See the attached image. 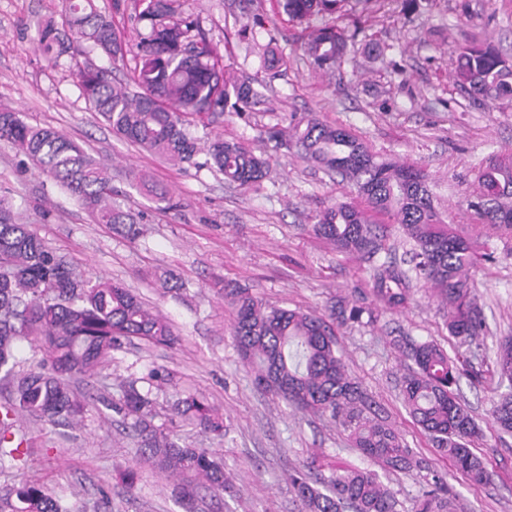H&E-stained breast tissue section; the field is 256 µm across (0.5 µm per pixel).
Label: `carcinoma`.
<instances>
[{
  "instance_id": "carcinoma-1",
  "label": "carcinoma",
  "mask_w": 512,
  "mask_h": 512,
  "mask_svg": "<svg viewBox=\"0 0 512 512\" xmlns=\"http://www.w3.org/2000/svg\"><path fill=\"white\" fill-rule=\"evenodd\" d=\"M349 0H279L289 19L305 23L314 16L341 17ZM131 11L138 29L132 84L116 82L111 72L92 65L79 69L82 95L112 131L143 151L174 165L206 167L229 183L252 186L267 178V160L244 145L216 136L199 146L191 127L224 111L232 103L243 113L263 103L254 89L256 78L229 73L224 58L208 38L200 16L185 10V0H112V10ZM68 31L50 20L38 30L43 53L55 61L68 51L70 40L92 46L117 63L125 44L101 12L96 0H68ZM356 34L338 25L314 28L302 45L318 70L336 68L355 44ZM456 82L486 100L512 96V61L489 44L464 48L455 71ZM0 139L66 187L99 224H110L127 238L141 234L139 221L112 202V176L95 158L66 135L27 125L19 113L0 111ZM277 149L327 168L349 181L367 208L331 204L315 216L311 232L337 250L372 259L382 249L385 225L372 219L387 214L413 248L406 263L373 267L371 292L383 308L404 306L412 280L439 297L448 333L472 345L483 335L485 322L469 277L475 263V242L459 235L440 219L421 167L379 160L347 130L318 120L287 133L266 132ZM205 152L200 163L195 157ZM478 192L467 207L488 233L512 239V155L497 158L479 172ZM233 307V337L255 383L296 409L325 417L338 425L351 446L368 461L389 472H426L427 489L415 500L413 512H456L444 478L432 463L409 448L369 393L351 374L336 351L334 326L373 321V311L357 299H331L325 313L272 306L240 286L224 289ZM140 339L171 347L176 336L170 321L152 311L123 284L99 278L91 282L58 254L30 224H18L7 198L0 197V371L12 387V399L0 409V466L24 458V437L15 433L17 416L44 424L76 426L86 408L102 405L127 421L138 445V458L127 472L128 487L137 470L149 466L186 480L183 497L203 487L215 495L230 489L224 463L213 448L180 445L167 429L155 424V400L133 383L122 386L119 398L87 391L80 394L71 380L94 378L124 342ZM28 339L41 353L21 372L16 347ZM410 362L401 383L402 402L435 454L451 461L473 485L491 480L485 459L473 450L481 428L456 393L463 361L452 358L435 341L395 340ZM499 382L511 391L493 407L498 428L512 432V336L499 343L495 355ZM174 415L205 432L223 434L224 417L204 399L189 395L171 406ZM315 458L289 476L302 512H400L399 501L367 467L338 466L323 473ZM0 512H71L70 506L38 482L25 480L0 487Z\"/></svg>"
}]
</instances>
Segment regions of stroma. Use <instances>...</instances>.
I'll return each instance as SVG.
<instances>
[{
    "mask_svg": "<svg viewBox=\"0 0 512 512\" xmlns=\"http://www.w3.org/2000/svg\"><path fill=\"white\" fill-rule=\"evenodd\" d=\"M186 8L200 15L234 74H262L269 50L285 60L268 83L269 110L240 116L228 108L198 132L202 141L221 134L264 155L268 177L256 186L231 185L205 168L171 167L116 135L84 99L77 72L92 62L111 67L113 78L126 82L131 66L111 65L85 43L49 61L39 48L38 22H64L62 0H0V110L63 132L107 166L117 202L139 215L144 233L132 242L95 223L66 189L4 140L0 195L10 200L18 222L33 225L86 277L135 289L171 321L178 337L173 347L137 339L124 343L96 384L115 397L121 379L138 381L144 391L149 371L163 369L166 381L154 393L157 423L167 425L181 444L218 449L233 487L220 498L201 488L188 502L179 480L149 469L139 471L135 487H127L134 441L124 425L103 422L93 408L73 430L20 420L27 455L0 467V486L25 475L76 507L108 496L112 512H299L290 471L314 456L325 465H361L358 451L336 426L255 388L235 347L233 309L224 300L228 285L249 288L267 304L305 312H324L337 296L369 298V263L310 231L324 206L355 201L352 187L296 152L273 149L265 138L270 127L315 118L350 131L379 157L426 166L440 218L476 238L471 275L486 334L459 394L483 431L476 452L487 459L493 479L476 487L444 460L435 467L456 493L458 512H512V435L501 433L490 415L500 394L490 375L496 344L512 335V242L479 229L466 205L478 188L479 170L512 154V100L474 101L452 78L458 51L476 36L512 57V0H431L410 21L397 6L379 10L350 0L343 23L360 20L364 30L327 74L313 68L300 49L308 26L290 22L277 0H186ZM372 42L386 45L384 57L368 55L365 46ZM147 182L173 194L180 209H161L145 192ZM168 277L183 282L184 290L162 291ZM374 316L371 323L337 330L336 348L409 447L431 457L428 439L402 403L406 366L394 341L434 340L453 357L468 349L449 335L438 299L423 283H414L404 308L378 306ZM189 393L206 398L223 415L224 438L172 419L171 404Z\"/></svg>",
    "mask_w": 512,
    "mask_h": 512,
    "instance_id": "1",
    "label": "stroma"
}]
</instances>
